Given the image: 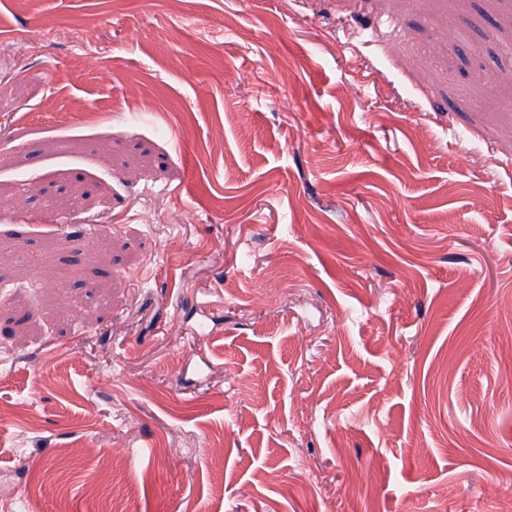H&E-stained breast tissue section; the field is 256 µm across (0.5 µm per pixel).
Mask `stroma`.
Listing matches in <instances>:
<instances>
[{
    "mask_svg": "<svg viewBox=\"0 0 512 512\" xmlns=\"http://www.w3.org/2000/svg\"><path fill=\"white\" fill-rule=\"evenodd\" d=\"M0 349V512H503L512 0H0Z\"/></svg>",
    "mask_w": 512,
    "mask_h": 512,
    "instance_id": "1",
    "label": "stroma"
}]
</instances>
